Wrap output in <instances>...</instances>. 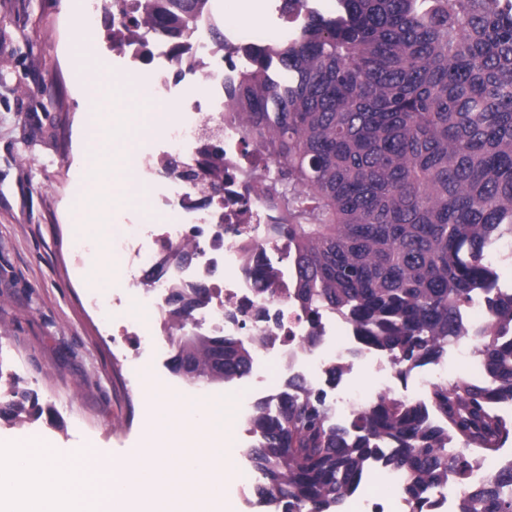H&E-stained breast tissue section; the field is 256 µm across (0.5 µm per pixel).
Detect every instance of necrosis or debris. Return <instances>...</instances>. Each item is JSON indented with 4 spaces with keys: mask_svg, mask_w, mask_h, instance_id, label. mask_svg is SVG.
Wrapping results in <instances>:
<instances>
[{
    "mask_svg": "<svg viewBox=\"0 0 512 512\" xmlns=\"http://www.w3.org/2000/svg\"><path fill=\"white\" fill-rule=\"evenodd\" d=\"M141 2L112 0V29L119 34L114 48L128 71H148L151 99L177 103L187 118L165 125L156 146L140 155V172L156 187L154 207L173 218L153 227L147 246L134 249V272L124 286L148 299L158 322L170 319L176 292L206 289L190 325L208 336L255 340L248 370L255 380L254 403L280 402L294 396L300 384L322 397L338 425L351 427L370 400L356 383V372L386 388L399 379V368L391 357L361 346L356 329L340 312L322 307L311 318L296 305L297 274L288 243L264 233L275 215L262 203L243 202V187L234 175H225L223 199L217 202L186 182L173 164L180 156L200 160L201 147L215 144L223 147L225 160L249 164L237 127L224 118L226 87L249 64L246 49L287 39L291 21L263 5L259 11L266 21L228 25L224 0H207L191 33L174 36L157 29L147 39L122 31L120 24ZM188 239L195 247L186 259L169 255V247ZM266 262L273 271L264 278L255 268ZM460 364L472 378H482L477 350L454 340L428 370L410 371L418 401H425L431 387L447 381ZM403 483L399 469H367L361 481L367 512H411L400 493ZM378 485L390 488V495L375 494Z\"/></svg>",
    "mask_w": 512,
    "mask_h": 512,
    "instance_id": "1",
    "label": "necrosis or debris"
}]
</instances>
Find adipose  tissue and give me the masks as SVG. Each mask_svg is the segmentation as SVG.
Returning <instances> with one entry per match:
<instances>
[{
    "label": "adipose tissue",
    "mask_w": 512,
    "mask_h": 512,
    "mask_svg": "<svg viewBox=\"0 0 512 512\" xmlns=\"http://www.w3.org/2000/svg\"><path fill=\"white\" fill-rule=\"evenodd\" d=\"M104 80H87L83 83L86 99L85 132L88 158L85 161L79 186L80 195L106 194L108 199H127L141 195L143 186L134 176L137 159L149 140L175 114L170 105H156L142 112H116L105 116L102 90ZM112 95L122 98L127 85L123 81L109 84ZM111 141L119 149L120 169L99 164L95 156L104 141Z\"/></svg>",
    "instance_id": "ef3b65f1"
}]
</instances>
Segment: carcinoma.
Here are the masks:
<instances>
[{
	"mask_svg": "<svg viewBox=\"0 0 512 512\" xmlns=\"http://www.w3.org/2000/svg\"><path fill=\"white\" fill-rule=\"evenodd\" d=\"M126 25L182 32L181 17L148 3ZM246 53L226 112L265 160L246 194L277 214L268 234L292 250L302 311L336 309L404 369L468 336L462 305L478 298L489 310L475 335L485 378L429 392L446 427L381 392L346 431L302 387L251 419L261 433L247 449L253 492L275 512H335L378 460L404 472L402 494L426 512L473 452L512 437L496 412L512 402V293L487 262L512 240V0H336L327 14L306 12L288 41ZM203 296L175 294L172 368L230 383L254 344L186 330V305ZM42 413L18 382L0 392V419ZM457 512H512V467L464 489Z\"/></svg>",
	"mask_w": 512,
	"mask_h": 512,
	"instance_id": "1",
	"label": "carcinoma"
}]
</instances>
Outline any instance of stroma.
Returning <instances> with one entry per match:
<instances>
[{
  "instance_id": "1",
  "label": "stroma",
  "mask_w": 512,
  "mask_h": 512,
  "mask_svg": "<svg viewBox=\"0 0 512 512\" xmlns=\"http://www.w3.org/2000/svg\"><path fill=\"white\" fill-rule=\"evenodd\" d=\"M80 0H0V384L18 378L45 413L0 420V437L39 439L67 454L93 444L110 460L132 447L150 413L145 381L223 404L234 415L246 386L192 385L170 368L175 350L153 332L147 300L115 305L131 273L119 238L170 221L149 199L92 198L101 215L77 233L70 203L85 159L83 107L73 68ZM108 257L120 277H102ZM141 342L123 336L127 320Z\"/></svg>"
}]
</instances>
